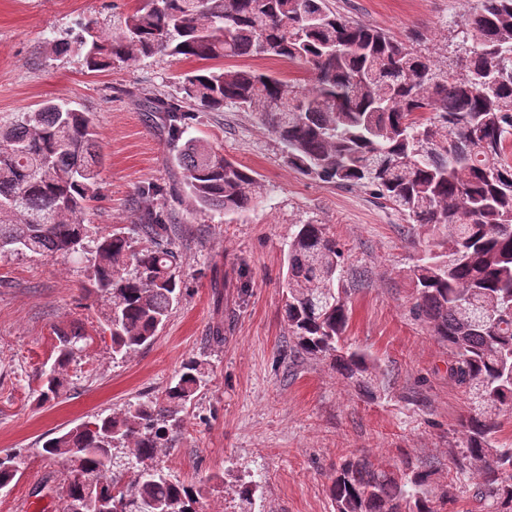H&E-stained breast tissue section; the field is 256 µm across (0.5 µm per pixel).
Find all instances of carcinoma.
<instances>
[{"mask_svg": "<svg viewBox=\"0 0 512 512\" xmlns=\"http://www.w3.org/2000/svg\"><path fill=\"white\" fill-rule=\"evenodd\" d=\"M88 68L157 53L187 59L283 58L309 67L307 87L255 69L206 67L183 76L181 95L155 98L193 205L247 212L263 192L255 172L183 139L191 111L254 109L296 171L370 191L407 223L448 229L443 251L411 270L412 314L448 346V375L475 399L463 424V459L477 466L482 512H512V448L499 445L496 412L512 409V0H481L457 51L442 65L384 31L331 11L326 0H140L110 39L82 42ZM104 157L84 112L53 101L0 122V251L74 254L89 237L84 214L100 192ZM146 243L113 231L97 238L86 292L111 304L112 355L150 345L181 294L179 254L160 212L140 216ZM341 251L324 224H299L288 243L284 302L296 350L325 359L373 399L377 366L345 345L349 297ZM57 358L40 390L58 398L61 369L84 338L57 335ZM205 382L195 359L164 394L95 415L44 442L63 460V512H198L199 491L152 465L179 427L181 408ZM21 452L3 455L0 489ZM134 469L132 481L124 472ZM425 465L409 473L345 459L330 477L334 512H437Z\"/></svg>", "mask_w": 512, "mask_h": 512, "instance_id": "1", "label": "carcinoma"}]
</instances>
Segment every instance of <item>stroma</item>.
I'll return each instance as SVG.
<instances>
[{"label": "stroma", "instance_id": "35a3bbf8", "mask_svg": "<svg viewBox=\"0 0 512 512\" xmlns=\"http://www.w3.org/2000/svg\"><path fill=\"white\" fill-rule=\"evenodd\" d=\"M332 10L380 28L435 57L456 47L480 0H328ZM137 0H0V118L44 101L88 113L105 158L102 197L87 210L99 234L124 232L142 245L139 216L164 211L178 234L181 299L150 346L112 355L110 305L89 298L86 259L0 253V453L21 452L17 482L0 490V512H62L65 464L42 455L48 438L87 416L119 412L161 395L185 360L206 383L180 413L156 467L201 491L200 512H238V489L253 482L254 512H333L328 476L352 455L381 468L431 463L436 512H481L476 485L461 473L467 394L448 377V349L410 312V271L444 240L440 228L407 224L384 200L302 175L285 163L258 112L197 113L187 135L255 172L263 199L242 215L192 206L175 151L144 101L178 95L199 61L156 54L89 70L81 41L120 32ZM297 83L306 66L278 58L218 60ZM163 186L160 196L143 187ZM326 225L343 253L350 295L345 336L379 366L375 399L329 361L293 350L283 312L288 242L298 225ZM223 326V342L212 339ZM81 327L63 370L65 389L39 403L57 334Z\"/></svg>", "mask_w": 512, "mask_h": 512}]
</instances>
